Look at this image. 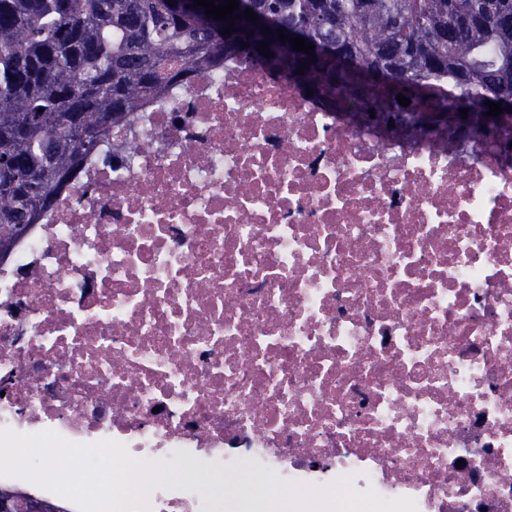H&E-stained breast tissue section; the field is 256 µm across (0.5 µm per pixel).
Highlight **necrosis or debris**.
<instances>
[{"instance_id":"1","label":"necrosis or debris","mask_w":512,"mask_h":512,"mask_svg":"<svg viewBox=\"0 0 512 512\" xmlns=\"http://www.w3.org/2000/svg\"><path fill=\"white\" fill-rule=\"evenodd\" d=\"M0 428L217 471L149 512H248L268 476L319 512H512V128L230 59L150 92L0 254Z\"/></svg>"}]
</instances>
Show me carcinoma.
<instances>
[{
    "label": "carcinoma",
    "mask_w": 512,
    "mask_h": 512,
    "mask_svg": "<svg viewBox=\"0 0 512 512\" xmlns=\"http://www.w3.org/2000/svg\"><path fill=\"white\" fill-rule=\"evenodd\" d=\"M275 20L301 27L310 41L345 46L358 64L401 77L399 87L367 81L335 57L312 58L247 19L234 30L265 42L275 60L243 58L284 77L337 110L432 114L421 127L476 133L512 123V109L488 120L475 107L492 84H512V34L506 24L467 21L476 0H259ZM230 58L209 22L168 0H0V242L13 243L54 202L78 155L135 111L145 92ZM306 66L304 74L298 67ZM448 88V96L437 91ZM411 100L401 106L397 95ZM468 110L463 117L460 110Z\"/></svg>",
    "instance_id": "obj_1"
}]
</instances>
